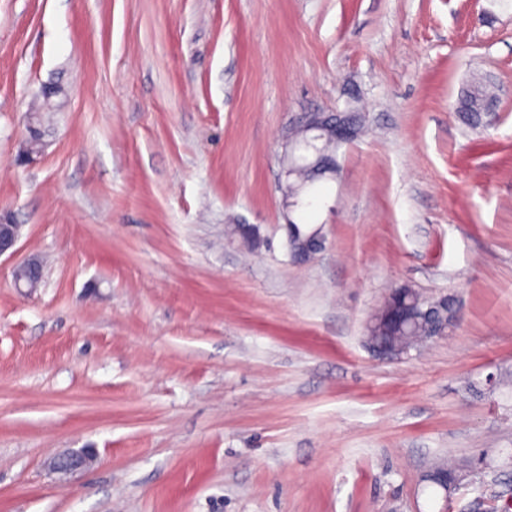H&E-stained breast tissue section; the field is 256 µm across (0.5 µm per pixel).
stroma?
<instances>
[{
	"mask_svg": "<svg viewBox=\"0 0 512 512\" xmlns=\"http://www.w3.org/2000/svg\"><path fill=\"white\" fill-rule=\"evenodd\" d=\"M347 110L290 208L289 127ZM0 214V512L512 502V0H0ZM291 222L325 250L294 259ZM402 285L460 321L382 358ZM450 457L447 495L423 476ZM341 114L343 113L314 112L308 114L302 121L303 130L306 132L325 131L327 134L333 135L340 143L349 142L357 135L356 129L358 132L362 131L364 117L359 112L345 114L354 123L355 129L349 120ZM42 276V265L35 258L28 259L13 270V280L16 288H29L30 283H37L42 280ZM38 284L35 285V288Z\"/></svg>",
	"mask_w": 512,
	"mask_h": 512,
	"instance_id": "obj_1",
	"label": "stroma"
}]
</instances>
